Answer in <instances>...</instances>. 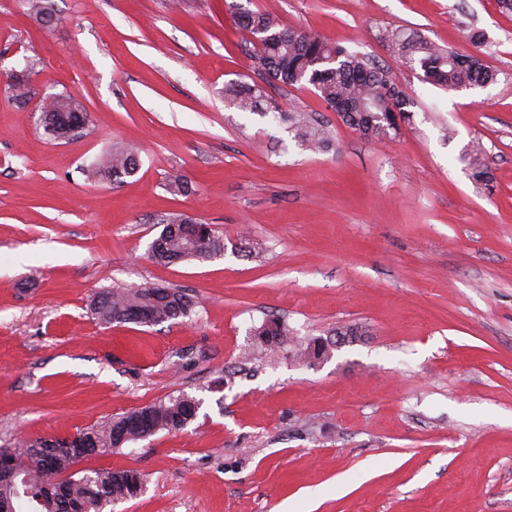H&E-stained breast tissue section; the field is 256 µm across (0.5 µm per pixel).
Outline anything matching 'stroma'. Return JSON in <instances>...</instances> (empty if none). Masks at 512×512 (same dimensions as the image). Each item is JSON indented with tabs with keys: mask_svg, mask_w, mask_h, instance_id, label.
I'll return each mask as SVG.
<instances>
[{
	"mask_svg": "<svg viewBox=\"0 0 512 512\" xmlns=\"http://www.w3.org/2000/svg\"><path fill=\"white\" fill-rule=\"evenodd\" d=\"M0 0V448L52 439L182 393L178 432L83 461L136 469L112 512H512V12L498 0ZM265 11L390 71L414 100L370 141L312 86L251 67L235 9ZM414 31L497 76L446 90L381 39ZM31 64L37 95L72 94L91 123L45 134L5 91ZM328 125L302 148L286 125L229 108L230 82ZM140 147L121 184L83 169ZM480 144L490 185L475 184ZM192 186L170 193L169 172ZM210 224L222 253L159 265L169 214ZM164 284L195 301L158 325H104L103 288ZM275 317L303 340L362 325L310 365L261 347Z\"/></svg>",
	"mask_w": 512,
	"mask_h": 512,
	"instance_id": "35a3bbf8",
	"label": "stroma"
}]
</instances>
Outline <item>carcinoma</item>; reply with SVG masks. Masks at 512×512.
<instances>
[{"instance_id": "cac0c4a2", "label": "carcinoma", "mask_w": 512, "mask_h": 512, "mask_svg": "<svg viewBox=\"0 0 512 512\" xmlns=\"http://www.w3.org/2000/svg\"><path fill=\"white\" fill-rule=\"evenodd\" d=\"M240 27L250 35H262L261 44L250 50L254 69L268 79L285 85L307 83L342 120L368 139L381 140L390 133H399L401 124L412 118L409 107L413 102L391 77L390 73L366 59L352 54L327 39L306 31L283 27L268 12H243L238 15ZM383 40L409 66H419L426 82L447 90L484 86L496 78V73L477 52L459 53L436 46L427 39L403 30H387ZM30 67L11 76V100L22 106L23 100L34 94ZM45 107L40 120L44 132L56 140L66 137L71 123L82 118L90 122L84 103L71 94L44 97ZM224 100L240 112L257 114L271 121L288 124L289 132L302 146L325 150L332 145L329 132L317 120L299 110H282L276 106L264 88L245 82L224 86ZM140 166V152L132 146L114 147L93 160L87 171L92 176L116 183L131 175ZM197 220L182 214L165 219L159 243L151 251L160 264L190 259H207L224 250L222 240L210 232L197 249L187 250L178 235L182 224ZM194 303L178 288L152 285L122 291L103 290L92 300L96 319L111 325L140 310L152 312L160 324L190 314ZM260 342L272 349L289 348L294 356L308 362L326 358L332 351L330 338L314 337L306 342L288 336V329L277 318H270L257 328ZM200 401L180 394L152 405L126 413L143 418L145 428L130 431L124 443L150 437L160 430H182L196 417ZM117 420L110 419L77 433L87 443L89 452L79 453L65 444V438L23 439L4 458L0 471H15L8 478L0 474V512H106V508L136 498L143 486V475L134 469L107 468L75 470L90 456H103L121 447L114 435ZM29 482L21 485L22 477Z\"/></svg>"}]
</instances>
